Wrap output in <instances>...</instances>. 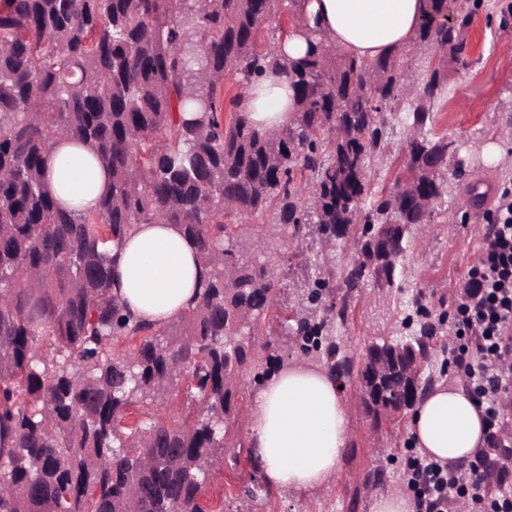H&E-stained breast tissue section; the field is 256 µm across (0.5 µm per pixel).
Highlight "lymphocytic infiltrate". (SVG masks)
Returning <instances> with one entry per match:
<instances>
[{
    "label": "lymphocytic infiltrate",
    "mask_w": 512,
    "mask_h": 512,
    "mask_svg": "<svg viewBox=\"0 0 512 512\" xmlns=\"http://www.w3.org/2000/svg\"><path fill=\"white\" fill-rule=\"evenodd\" d=\"M501 199L481 261L469 273L472 290L457 309L453 348L493 446L504 423L498 399L512 391V364L506 362L512 355V190L504 189ZM488 467L482 455L465 469L413 458L409 487L417 512H446L455 497L468 499L473 512H512V474L501 471L500 486L493 492L487 484Z\"/></svg>",
    "instance_id": "1"
}]
</instances>
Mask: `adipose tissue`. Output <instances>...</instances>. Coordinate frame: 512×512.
Listing matches in <instances>:
<instances>
[{
	"mask_svg": "<svg viewBox=\"0 0 512 512\" xmlns=\"http://www.w3.org/2000/svg\"><path fill=\"white\" fill-rule=\"evenodd\" d=\"M427 0H305L309 25L341 51L373 61L412 43ZM254 124H284L294 110L288 74L268 72L244 90ZM43 180L68 209H95L111 182L81 143L62 137ZM206 273L192 242L175 224H139L112 269L113 294L135 315L159 323L182 313ZM250 443L265 481L281 490L320 489L336 476L351 437V416L339 385L320 365H285L256 391L247 410ZM417 448L455 467L473 459L484 439L480 410L462 386L439 385L414 411Z\"/></svg>",
	"mask_w": 512,
	"mask_h": 512,
	"instance_id": "obj_1",
	"label": "adipose tissue"
}]
</instances>
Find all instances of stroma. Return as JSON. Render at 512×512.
<instances>
[{
	"instance_id": "stroma-1",
	"label": "stroma",
	"mask_w": 512,
	"mask_h": 512,
	"mask_svg": "<svg viewBox=\"0 0 512 512\" xmlns=\"http://www.w3.org/2000/svg\"><path fill=\"white\" fill-rule=\"evenodd\" d=\"M512 0H468L473 14L469 28L471 52L466 64L448 70L447 91L427 135L455 142L463 166L449 172L451 196L436 207L432 226L414 232L400 262L397 285L378 289L366 284L346 297L340 278H330L326 304H348L349 317L337 326L341 347L363 350L376 339L405 335L403 320L413 311V297H422L429 310L441 351L432 364L436 383L457 384L462 376L450 354L457 307L472 267L478 265L486 234L497 214L504 188H512ZM388 157L373 162L367 172L371 189L392 186L397 176L395 157L410 131L405 115L387 113ZM319 239H306L299 248L279 246L266 261L287 272L281 281L288 305L315 279L329 277L351 261L347 249L336 247L332 261H323ZM352 417V436L342 455L336 477L317 491H273L270 498L254 500L253 512H371L369 491L360 487L364 473L380 468L387 489L406 488L410 458L420 451L408 425L398 430L373 429L352 387H344Z\"/></svg>"
}]
</instances>
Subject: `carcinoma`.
I'll return each mask as SVG.
<instances>
[{
	"label": "carcinoma",
	"instance_id": "1",
	"mask_svg": "<svg viewBox=\"0 0 512 512\" xmlns=\"http://www.w3.org/2000/svg\"><path fill=\"white\" fill-rule=\"evenodd\" d=\"M304 0H0V512H209L207 473L239 464L217 449L244 447V370L262 384L283 367L257 349L262 321L281 317L279 272L257 262L274 239L241 240L228 217L268 216L299 243L315 226L352 263L345 297L374 281L394 286L412 232L451 195L444 179L455 142L421 138L444 92L448 65L466 63L471 13L441 22L448 0H429L414 43L372 63L336 51L309 27ZM291 14L308 50L290 59L258 45L265 21ZM440 56L418 82L408 59ZM267 70L292 78L297 110L277 130L255 126L242 94L229 115L224 77L245 83ZM406 139L395 187L370 197L367 171L385 150L387 108ZM86 146L112 173L94 211L63 208L43 169L58 137ZM307 175L304 182L297 176ZM177 224L207 269L195 304L157 325L124 312L112 295V249L135 224ZM348 304L297 316L306 356L349 381L364 356L332 335ZM139 345L115 356L108 345ZM386 374L361 399L374 427L400 416V371L421 369L437 347L429 326L384 340ZM68 352L64 358L63 352ZM183 387H178V382ZM184 394L197 419L128 420L137 399Z\"/></svg>",
	"mask_w": 512,
	"mask_h": 512
}]
</instances>
